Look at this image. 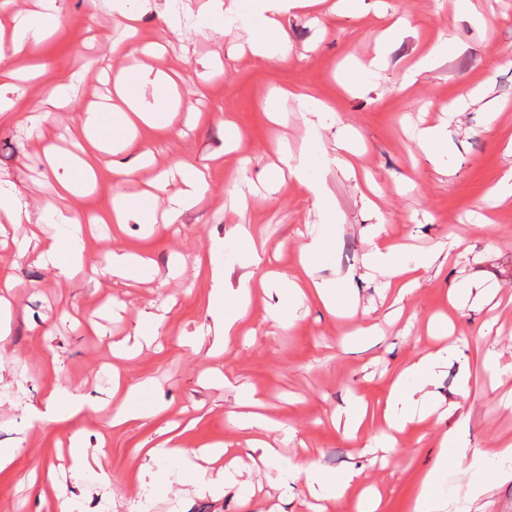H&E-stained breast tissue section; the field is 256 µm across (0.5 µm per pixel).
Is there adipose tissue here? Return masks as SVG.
Listing matches in <instances>:
<instances>
[{
  "instance_id": "ef3b65f1",
  "label": "adipose tissue",
  "mask_w": 512,
  "mask_h": 512,
  "mask_svg": "<svg viewBox=\"0 0 512 512\" xmlns=\"http://www.w3.org/2000/svg\"><path fill=\"white\" fill-rule=\"evenodd\" d=\"M315 0H251L247 9H240L236 0H231L224 10L225 19L233 20L235 26L253 31V52L265 58L283 56L288 52L286 35L281 28L279 19L282 15L302 7L314 4ZM45 33L41 18L28 16L19 18L8 46L0 45V78L10 77L14 73L16 60L28 53L32 44L39 42ZM139 49L136 45H116L112 54L128 59L129 65L115 78L120 87L124 103L127 106L121 118L126 125L133 126L140 122L154 120L163 116L169 129H176L175 114L165 90L162 87L163 76L152 75L150 70L136 64L135 56ZM72 79H64L47 86L30 113L21 115V122L31 124L37 130L50 128L54 120L55 110L67 108L77 110L76 96L72 93ZM155 87L156 94L152 107H145L146 87ZM315 156L307 150L298 154L282 150L278 165L268 171L270 181L278 187L295 182L319 201L327 205L328 200L319 183L311 175ZM54 189L67 197L71 205L67 212H53L44 216V223L63 228L66 239L50 237L43 245V256L49 261H57L60 252H67L68 265L75 266L81 261L80 251H65L63 242L70 239L80 240L81 226L85 221L95 224H123L138 216L140 222L154 223V215L138 214L134 200L127 196L114 198L110 209L101 214L84 218L76 201L83 190L68 178L57 179ZM235 237L248 264L260 266L262 259L256 249L253 232L245 225H237ZM336 242L334 225H323L321 232L313 236L302 253L298 269L291 275L279 277L275 290L278 303L273 310L275 318L284 324L290 323L295 309L304 302L313 300L329 311L344 306L350 300L349 293L339 281L323 280L317 277L316 267ZM371 245L376 258L375 271L386 275V285L397 295H405L419 281L442 253L441 248L429 251L409 253L394 245L384 235L383 225H376L371 235ZM243 274L236 287L224 285L223 267L209 265L207 273L213 282L211 307L216 312V322L224 332L225 346H232L236 336V317L224 313L225 302L236 303L238 314H246L249 310L251 291L255 286L254 275ZM461 350L446 346L436 351L416 354L411 361L400 369L391 379L386 396L374 406L362 402H349L338 408L336 420L342 423L346 433L352 436L374 433L377 447L386 452H395L400 433L415 426L426 423L438 410L440 405L436 389L440 375L449 360L460 358ZM237 410L234 414L241 441L251 456L225 461L218 469H211L197 464L194 451L185 448L184 438L176 427L163 431L151 448L140 450V457L149 461L165 458L178 462L193 483L212 486L224 484L232 486L239 478L254 467H264L276 471L281 485L304 480L310 497L316 501V512H335L336 507L347 506L349 512H378L381 496L377 489L362 484L359 470L352 469L340 476L330 478L310 460H296L284 456L282 448L270 441L268 435L279 424L261 413V403L253 391L239 389L236 400ZM486 457L479 451L467 454L458 431L444 433L439 440V448L433 466L421 479L415 498L413 512H446L448 501L442 495L438 477L440 474L461 467L469 472V487L478 491L482 482L480 468Z\"/></svg>"
}]
</instances>
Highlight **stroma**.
<instances>
[{
    "instance_id": "35a3bbf8",
    "label": "stroma",
    "mask_w": 512,
    "mask_h": 512,
    "mask_svg": "<svg viewBox=\"0 0 512 512\" xmlns=\"http://www.w3.org/2000/svg\"><path fill=\"white\" fill-rule=\"evenodd\" d=\"M212 7V0H142L140 39L160 47L145 64L171 78L179 130L154 123L131 132L118 115L103 113L101 133L117 147L118 160L134 162L145 145L154 163L141 179L120 187L103 174L82 206L96 212L116 194H138L147 180L180 161L210 166L204 198L174 224L96 226L81 243L83 270L71 275L39 261L35 225L0 228V283L12 284V311L0 335V448L16 451L0 470V512H48L59 498L69 501L71 512H248L256 491L281 512H312L303 484L279 493L261 468L221 494L182 480L174 462L161 465L166 484L144 489L133 481L136 450L149 447L171 421L194 419L186 448L217 441L236 447L239 431L228 416L235 392L209 381L213 368L231 369L238 383L258 391L274 419L295 429L290 454L312 459L329 475L363 468L385 490L381 512H412L436 441L457 421L465 423L469 449L488 451L512 440V199L488 219L477 215L484 196L512 169V0H469L471 14L485 19L481 25L459 16L455 0H369L353 18L321 5L297 9L281 19L289 44L283 58L253 55L249 33L224 23L197 31L193 19ZM174 8L188 20L177 41L162 21ZM53 12L46 39L19 62L25 95L0 87L12 111H29L46 86L72 73L82 108L115 94L113 78L127 62L110 52L125 40L124 27L112 21V0H56ZM393 13L404 16L408 28L392 45L386 67L365 85L348 86L345 73L374 56ZM448 36L456 51L431 62L413 83L404 82L407 67ZM474 88L478 97L467 98ZM299 94L321 100L324 112L301 110ZM454 99L461 105L452 115L448 104ZM490 102L501 108L492 123ZM314 123L321 141L313 175L332 201L325 213L303 188L273 193L263 181L277 146L285 142L300 151ZM428 125L446 126L450 133L447 151L434 157L414 139L415 129ZM343 130L359 148L356 177L333 161L336 135ZM44 145L28 126L0 115V186L14 190L36 214L59 204L51 189L54 176L80 177L69 161L49 172ZM367 176L383 197L376 213L364 204ZM377 223L394 243L427 249L452 235L460 246L394 305L385 296L383 276L365 274ZM239 224L252 227L256 241L273 250V268L288 274L321 225H335L336 244L317 275L343 279L356 315L334 316L309 303L293 325L283 327L271 315L273 294L259 291L234 345L225 347L210 309L212 281L197 263L216 259L229 272V286H236L244 260L233 233ZM216 240L223 247L209 254ZM114 249L150 264L126 277L93 276L92 268L105 265ZM471 281L496 288L495 298L472 295L462 308L451 309L450 291ZM441 313L450 315L459 347L496 352L499 368L461 359L449 363L439 393L458 401L454 417L407 430L398 453L387 463H371L360 442L337 429L331 416L348 398H382L391 376L413 354L434 346L427 325ZM152 314L163 319L160 331L148 321ZM365 321L382 323V335H358ZM464 369L470 392L460 398L455 391ZM116 374L146 382L134 402L141 420L120 431L108 427L102 412L35 422L64 388L107 399ZM75 435L88 450V468H74L70 460ZM102 446L103 458L97 455ZM97 464L109 481L93 473Z\"/></svg>"
}]
</instances>
